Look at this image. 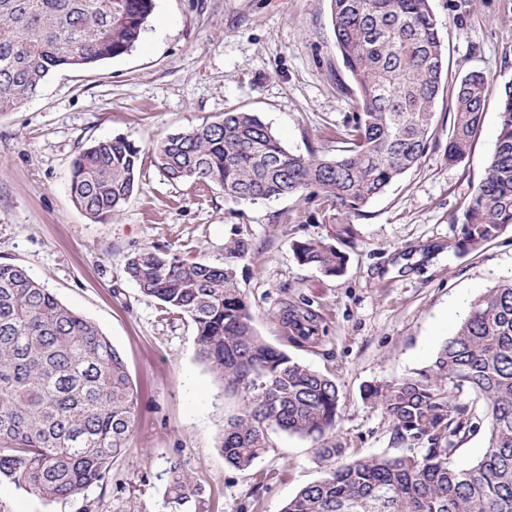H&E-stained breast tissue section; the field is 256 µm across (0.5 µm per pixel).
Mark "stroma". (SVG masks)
<instances>
[{"instance_id":"obj_1","label":"stroma","mask_w":512,"mask_h":512,"mask_svg":"<svg viewBox=\"0 0 512 512\" xmlns=\"http://www.w3.org/2000/svg\"><path fill=\"white\" fill-rule=\"evenodd\" d=\"M453 85L469 71L490 85L469 158H447L453 117L441 95L428 154L354 218L346 269L329 277L299 264L297 241L334 238L344 217L311 193L235 203L219 188L170 182L152 152L168 134L238 108L269 124L285 148L335 154L336 127L354 96L336 85L339 65L328 0H155L136 46L91 68L48 75L32 99L0 116V262L18 264L87 317L125 360L138 394L126 451L99 484L48 501L0 480V512H167L166 471L179 464L210 512H281L329 470L315 445L285 432L246 471L220 450L241 396L198 360L195 329L161 315L125 272L142 249L220 263L224 246L250 248L236 272L260 336L329 376L339 393L336 438L347 455L390 454L401 442L367 389L416 376L467 316L473 301L512 277V230L460 253L454 218L484 176L499 134V104L512 86V0H430ZM124 137L143 150L139 187L110 223L75 207L72 164L92 142ZM309 309L318 340L287 343L276 316ZM455 402L476 418L453 458L475 463L486 417L473 395Z\"/></svg>"}]
</instances>
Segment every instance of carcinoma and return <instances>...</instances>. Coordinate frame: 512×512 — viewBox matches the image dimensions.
<instances>
[{
  "instance_id": "carcinoma-1",
  "label": "carcinoma",
  "mask_w": 512,
  "mask_h": 512,
  "mask_svg": "<svg viewBox=\"0 0 512 512\" xmlns=\"http://www.w3.org/2000/svg\"><path fill=\"white\" fill-rule=\"evenodd\" d=\"M153 8L154 0H0V114L23 106L54 71L128 53ZM329 8L355 101L338 132V153L295 155L258 115L231 109L156 147L154 161L169 180L217 187L235 202L313 188L336 214L359 217L422 164L445 71L430 0H329ZM486 98L480 72L453 86L449 162L469 155ZM499 116L484 178L457 218L465 251L512 227L511 87ZM141 163V148L127 139L93 142L73 162L74 205L95 223L111 222L135 192ZM248 250L239 237L225 245L220 264L144 249L125 265L144 296L191 320L200 361L226 392L242 396L240 414L224 423L220 448L229 466L252 467L270 448V433L283 431L312 441L321 460L341 463L281 512H512V278L471 304L427 370L367 390L408 447L348 457L336 441L335 382L254 328L235 271ZM293 252L327 276L344 271L346 256L330 241L296 242ZM279 320L294 341L318 332L308 310L285 308ZM463 389L486 403L488 439L482 457L458 469L452 458L472 429L453 399ZM136 417L134 385L111 341L26 268L0 263V478L49 501L67 499L104 480ZM424 441L428 447H417ZM164 498L170 512L206 506L204 489L176 464Z\"/></svg>"
}]
</instances>
